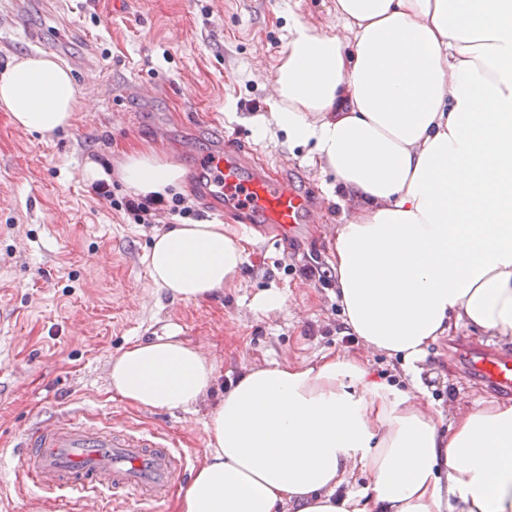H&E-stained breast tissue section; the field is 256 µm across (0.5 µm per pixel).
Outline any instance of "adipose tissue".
I'll use <instances>...</instances> for the list:
<instances>
[{
    "mask_svg": "<svg viewBox=\"0 0 512 512\" xmlns=\"http://www.w3.org/2000/svg\"><path fill=\"white\" fill-rule=\"evenodd\" d=\"M342 30L294 19L258 133L333 176L343 222L326 262L351 334L400 358L412 387L373 378L364 355L272 361L227 386L174 333L108 363L112 392L143 409L208 404V451L177 512H512V402L446 416L426 401L429 346L462 327L512 342V0H333ZM69 71L47 56L0 70V109L33 134L73 125ZM148 148L115 172L136 198L183 190ZM249 239L218 221L154 234L147 285L183 302L237 287ZM364 494L343 493L356 471Z\"/></svg>",
    "mask_w": 512,
    "mask_h": 512,
    "instance_id": "adipose-tissue-1",
    "label": "adipose tissue"
}]
</instances>
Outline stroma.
<instances>
[{
    "instance_id": "1",
    "label": "stroma",
    "mask_w": 512,
    "mask_h": 512,
    "mask_svg": "<svg viewBox=\"0 0 512 512\" xmlns=\"http://www.w3.org/2000/svg\"><path fill=\"white\" fill-rule=\"evenodd\" d=\"M23 14L20 28L0 32V69L28 56L30 37L43 36L54 59L82 86V63L103 79L89 111L67 129L17 134L0 111V440L36 419L78 404L91 418L110 414L163 432L190 467L207 451L206 406L191 411L137 409L109 389L110 357L135 340L171 330L199 344L227 384L272 360L313 362L355 354L334 298L335 281L304 275L325 268L326 240L317 225L283 245L263 227L244 229L249 257L237 288L199 303L172 300L147 288L144 255L156 223H133L82 180L87 159L119 164L122 148L156 146L189 168L192 154L234 139L260 162L287 168L295 181L319 184L307 148L289 147L283 132L261 138L251 117L269 109L266 82L288 42L289 16L327 21L333 0H0ZM158 86L148 101L132 88ZM191 145L192 154L181 153ZM275 288L286 312L256 316L253 297ZM488 345L468 329L439 339L422 363L431 400L465 406L489 396L456 365L457 344ZM0 512H49L43 493L24 485L10 457L0 458Z\"/></svg>"
}]
</instances>
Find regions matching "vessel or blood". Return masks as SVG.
<instances>
[{
    "label": "vessel or blood",
    "mask_w": 512,
    "mask_h": 512,
    "mask_svg": "<svg viewBox=\"0 0 512 512\" xmlns=\"http://www.w3.org/2000/svg\"><path fill=\"white\" fill-rule=\"evenodd\" d=\"M189 181L209 210L264 225L277 241L324 218L312 191L299 190L283 172L257 164L249 150L230 141L195 157ZM455 357L471 379L512 394L511 353L463 345ZM10 455L15 470L60 512H89L88 503L128 498L156 502L184 482L189 470L185 453L162 434L112 415L92 421L78 408L24 430Z\"/></svg>",
    "instance_id": "obj_1"
}]
</instances>
